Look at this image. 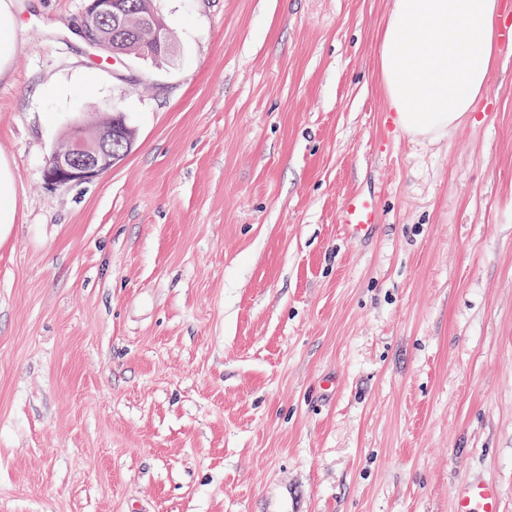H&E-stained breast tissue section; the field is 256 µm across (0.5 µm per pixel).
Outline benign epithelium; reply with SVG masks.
Here are the masks:
<instances>
[{
  "instance_id": "7a95c632",
  "label": "benign epithelium",
  "mask_w": 512,
  "mask_h": 512,
  "mask_svg": "<svg viewBox=\"0 0 512 512\" xmlns=\"http://www.w3.org/2000/svg\"><path fill=\"white\" fill-rule=\"evenodd\" d=\"M116 7L115 0H93L76 27L86 43L102 45L97 33L112 21V9ZM123 139L126 147H131V130L125 129L124 123L112 120L110 115L98 123V133L91 140L85 135L84 125L73 122L69 135L45 168L46 183L52 187H66L93 180L112 170V165L119 162L112 153V143L119 144Z\"/></svg>"
}]
</instances>
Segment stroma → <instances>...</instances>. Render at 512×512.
I'll list each match as a JSON object with an SVG mask.
<instances>
[{
  "instance_id": "35a3bbf8",
  "label": "stroma",
  "mask_w": 512,
  "mask_h": 512,
  "mask_svg": "<svg viewBox=\"0 0 512 512\" xmlns=\"http://www.w3.org/2000/svg\"><path fill=\"white\" fill-rule=\"evenodd\" d=\"M389 2L158 0L151 65L75 33L89 0H14L0 512H454L472 478L512 512V49L475 121L411 137ZM106 111L125 159L46 185ZM377 204L371 196L349 195L339 212V223L354 235H360L377 222Z\"/></svg>"
}]
</instances>
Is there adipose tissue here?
Wrapping results in <instances>:
<instances>
[{
    "label": "adipose tissue",
    "instance_id": "adipose-tissue-1",
    "mask_svg": "<svg viewBox=\"0 0 512 512\" xmlns=\"http://www.w3.org/2000/svg\"><path fill=\"white\" fill-rule=\"evenodd\" d=\"M499 0H391L382 84L404 130L437 137L472 116L498 57Z\"/></svg>",
    "mask_w": 512,
    "mask_h": 512
}]
</instances>
